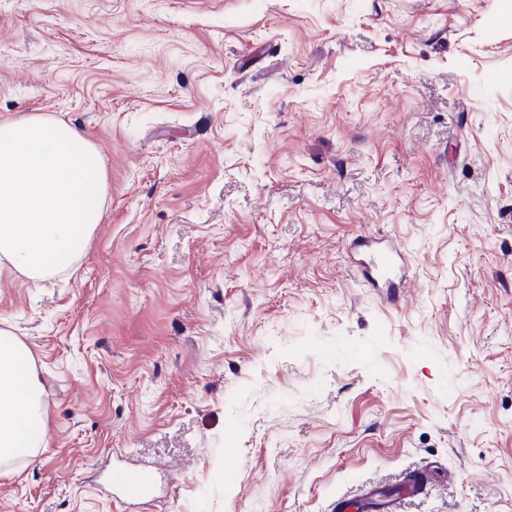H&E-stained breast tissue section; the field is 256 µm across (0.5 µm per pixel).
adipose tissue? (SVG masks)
Returning a JSON list of instances; mask_svg holds the SVG:
<instances>
[{"instance_id": "ef3b65f1", "label": "adipose tissue", "mask_w": 512, "mask_h": 512, "mask_svg": "<svg viewBox=\"0 0 512 512\" xmlns=\"http://www.w3.org/2000/svg\"><path fill=\"white\" fill-rule=\"evenodd\" d=\"M44 391L25 344L0 330V463L46 447Z\"/></svg>"}]
</instances>
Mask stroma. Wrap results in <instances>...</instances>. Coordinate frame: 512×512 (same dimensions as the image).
I'll use <instances>...</instances> for the list:
<instances>
[{
    "mask_svg": "<svg viewBox=\"0 0 512 512\" xmlns=\"http://www.w3.org/2000/svg\"><path fill=\"white\" fill-rule=\"evenodd\" d=\"M502 0H0V121L83 131L71 267L0 266L47 447L0 512H512V24ZM404 251L399 300L354 241ZM117 488L127 500L135 501L151 496L154 481L148 476L145 468L134 467L125 473L121 485ZM430 482L431 471L429 469L408 472L402 479L403 487L401 494L406 496L418 495L426 489ZM400 498H392L389 495H384L381 492L374 490H367L363 499L350 505L348 500L338 499L334 504L336 512H347L349 507H354L357 510H364V512H397L400 504Z\"/></svg>",
    "mask_w": 512,
    "mask_h": 512,
    "instance_id": "obj_1",
    "label": "stroma"
}]
</instances>
